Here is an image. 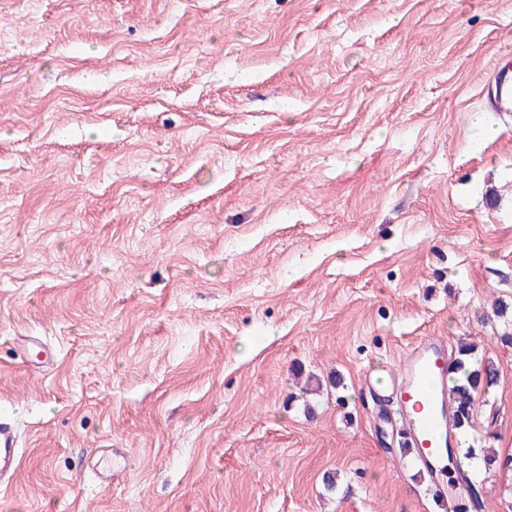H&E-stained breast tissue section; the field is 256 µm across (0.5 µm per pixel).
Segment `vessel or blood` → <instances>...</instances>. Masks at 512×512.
I'll list each match as a JSON object with an SVG mask.
<instances>
[{"instance_id":"obj_1","label":"vessel or blood","mask_w":512,"mask_h":512,"mask_svg":"<svg viewBox=\"0 0 512 512\" xmlns=\"http://www.w3.org/2000/svg\"><path fill=\"white\" fill-rule=\"evenodd\" d=\"M493 109L512 112V65L503 63L494 71ZM450 361L446 341L425 336L402 358V376L391 388L400 413L415 411L404 437L417 452L423 468L431 474L443 471L452 443L448 418ZM19 435L12 419L0 418V486L16 471Z\"/></svg>"}]
</instances>
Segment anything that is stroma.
Returning <instances> with one entry per match:
<instances>
[{"instance_id":"stroma-1","label":"stroma","mask_w":512,"mask_h":512,"mask_svg":"<svg viewBox=\"0 0 512 512\" xmlns=\"http://www.w3.org/2000/svg\"><path fill=\"white\" fill-rule=\"evenodd\" d=\"M496 57L512 0H0V512H440L368 383L424 336L512 455ZM477 350L474 343H460L452 365L454 372L462 374V379L449 386V405L454 408L450 411L452 427L462 434H467L473 427L476 395L493 387L498 378V369L492 362L480 361L477 368H469ZM19 435L15 422L0 418V486L8 484L16 471L19 453Z\"/></svg>"}]
</instances>
